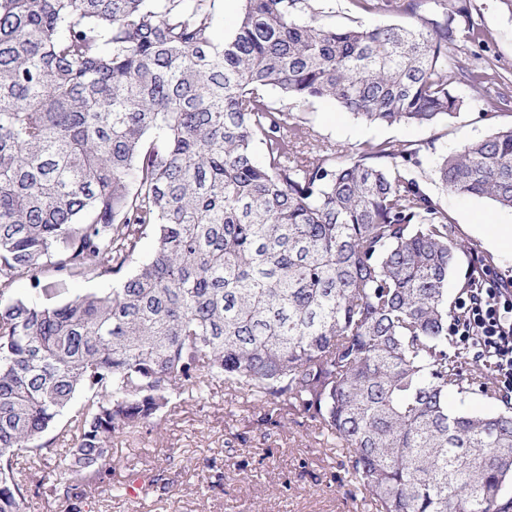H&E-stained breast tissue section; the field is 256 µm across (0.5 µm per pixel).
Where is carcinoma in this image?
<instances>
[{"label":"carcinoma","instance_id":"cac0c4a2","mask_svg":"<svg viewBox=\"0 0 512 512\" xmlns=\"http://www.w3.org/2000/svg\"><path fill=\"white\" fill-rule=\"evenodd\" d=\"M219 2L0 0V512H26L34 472L70 501L114 434L217 386L263 423L308 418L374 512H512V401L453 348L490 261L448 300L462 245L420 149L344 159L270 101L454 117L455 85L483 79L448 58L488 39L470 0H354L412 18L374 28L324 21L323 0H241L223 39ZM434 173L512 211V127ZM106 276L110 293L70 294ZM473 390L498 408L448 410Z\"/></svg>","mask_w":512,"mask_h":512}]
</instances>
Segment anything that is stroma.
Wrapping results in <instances>:
<instances>
[{
	"instance_id": "35a3bbf8",
	"label": "stroma",
	"mask_w": 512,
	"mask_h": 512,
	"mask_svg": "<svg viewBox=\"0 0 512 512\" xmlns=\"http://www.w3.org/2000/svg\"><path fill=\"white\" fill-rule=\"evenodd\" d=\"M475 19L487 30L484 48H450V56L476 69L494 64L502 76L494 89L512 99V12L501 0H471ZM467 102L456 117L432 127L379 126L342 110L334 100L307 103L272 92L276 105L292 109L298 123L315 139L346 154L363 144L400 142L425 147L423 178L428 191L444 205L466 250L448 281L456 296L472 255L492 261L490 277L512 282V252L488 243L490 225H511L512 212L490 200L446 193L432 179L435 158L461 145L512 126V106L488 107L480 87L460 83ZM259 406L227 407L223 393L182 404L174 415L136 436L112 438V462L96 484L77 494L95 512H371L360 491L348 484L342 452L323 443L310 421L288 416L280 425L259 422ZM154 479L147 496L127 495L133 476Z\"/></svg>"
}]
</instances>
